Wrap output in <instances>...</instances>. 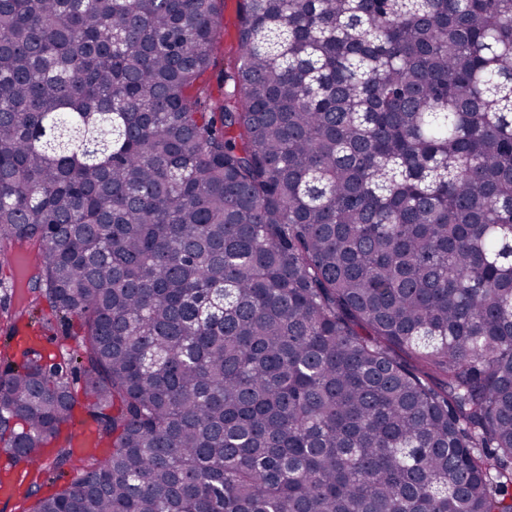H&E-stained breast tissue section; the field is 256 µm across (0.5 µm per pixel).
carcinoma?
<instances>
[{
    "mask_svg": "<svg viewBox=\"0 0 512 512\" xmlns=\"http://www.w3.org/2000/svg\"><path fill=\"white\" fill-rule=\"evenodd\" d=\"M223 5L0 0L20 512H512V0ZM238 9L239 0H224L220 20L223 35L214 50V65L200 81L216 101L221 99V91L225 89L224 74L233 70L241 53L237 37ZM35 316V321H37L36 326H34L35 330H38V321H42V319H50L53 323L52 330L45 332L46 336L41 335V332H37V336H41L44 341L43 348L47 353L51 352L50 354H53L56 352L57 345L64 341L65 336H78L80 334L79 322L76 319L73 318L72 321L66 323L60 322L59 319L56 320L55 313L46 301L40 304Z\"/></svg>",
    "mask_w": 512,
    "mask_h": 512,
    "instance_id": "obj_1",
    "label": "carcinoma"
}]
</instances>
